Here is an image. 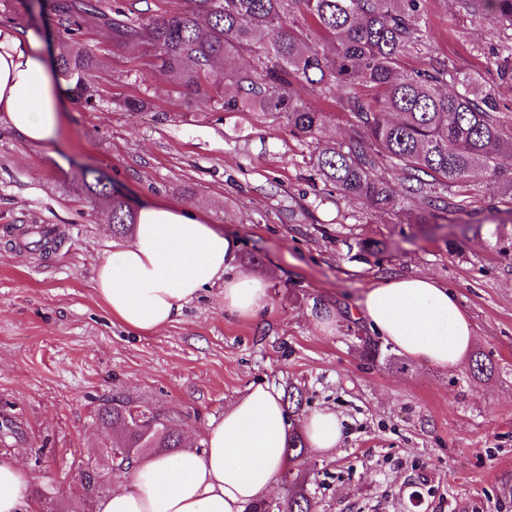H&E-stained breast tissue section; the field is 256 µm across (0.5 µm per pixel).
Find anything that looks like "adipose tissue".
I'll return each instance as SVG.
<instances>
[{"mask_svg":"<svg viewBox=\"0 0 512 512\" xmlns=\"http://www.w3.org/2000/svg\"><path fill=\"white\" fill-rule=\"evenodd\" d=\"M63 95L42 40L0 28V112L24 140L45 144L61 120ZM234 239L196 211L165 202L143 204L130 241L100 263L95 292L112 317L141 334L165 327L206 286L224 284V311L255 317L269 303L264 277L230 274ZM399 354L448 369L472 350L476 330L454 293L428 276L388 277L367 288L350 309ZM311 448L330 453L342 423L326 409L306 417ZM293 425L275 388L258 385L206 429L203 452L184 449L136 463L97 512H250L275 490L288 467ZM0 512H36L17 459H0Z\"/></svg>","mask_w":512,"mask_h":512,"instance_id":"ef3b65f1","label":"adipose tissue"}]
</instances>
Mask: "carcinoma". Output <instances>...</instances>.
Returning <instances> with one entry per match:
<instances>
[{"mask_svg": "<svg viewBox=\"0 0 512 512\" xmlns=\"http://www.w3.org/2000/svg\"><path fill=\"white\" fill-rule=\"evenodd\" d=\"M58 44L56 58L68 90L92 105L90 80L98 67L94 53L75 39L84 24L105 22L119 44L139 43L155 52L161 67L180 85L205 97L224 95V108L249 111L257 106L284 112L292 131L315 144L313 167L344 199L370 209L396 211L399 199L375 172L387 158L400 170L405 193L422 207L408 221L426 224L453 204L437 189H447L474 168L500 174V158L512 156V127L496 112L491 91L478 78L460 75L444 64L403 68V59L422 43L421 0H185V7L160 19L141 9L132 18L118 10L100 11L98 0H47ZM473 14L512 24V0H465ZM334 37L329 52L310 40L312 28ZM252 54L257 65L236 68L235 58ZM224 61V71L215 63ZM301 85L313 91L335 86L347 90L344 109L354 115L359 134L333 145L320 143L323 113L298 102ZM80 189L109 211L112 235L132 234L136 215L107 184L86 171ZM362 354L374 363L389 362L379 341L358 337ZM486 355H473L475 377L492 374ZM139 407L114 397L99 412L102 423L118 431L112 460L121 466L146 455L174 453L181 447L175 419L154 426L135 423ZM306 444L299 432L288 443L297 463ZM287 512H315V502L297 480Z\"/></svg>", "mask_w": 512, "mask_h": 512, "instance_id": "carcinoma-1", "label": "carcinoma"}]
</instances>
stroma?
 I'll list each match as a JSON object with an SVG mask.
<instances>
[{
    "label": "stroma",
    "instance_id": "obj_1",
    "mask_svg": "<svg viewBox=\"0 0 512 512\" xmlns=\"http://www.w3.org/2000/svg\"><path fill=\"white\" fill-rule=\"evenodd\" d=\"M425 19L428 37L405 67L442 62L478 77L512 123L503 74L512 26L470 14L462 0H425ZM79 40L100 61L92 106L66 100L55 138L40 146L0 114V455L18 459L38 512H96L82 474L93 471L105 495L121 479L113 432L97 419L112 396L179 415L200 449L208 422L257 384L298 387L301 416L329 408L342 420L336 452L307 451L300 465L316 512H512V157L501 160L505 180L477 171L449 187L459 212L421 229L406 221L419 200L377 212L336 194L284 113L228 111L188 93L149 51L116 46L108 28L86 25ZM342 95L297 91L325 114L322 142L356 132ZM128 97L144 109L128 110ZM84 167L131 207L166 201L223 226L239 243L235 271L267 279V308L251 320L226 316L219 282L154 333L114 321L94 290L114 238L77 187ZM36 224L55 225L60 245H16L18 230ZM368 238L385 249L353 256L350 245ZM399 275L448 285L491 376L399 354L390 366L365 361L355 338L368 329L347 310Z\"/></svg>",
    "mask_w": 512,
    "mask_h": 512
}]
</instances>
